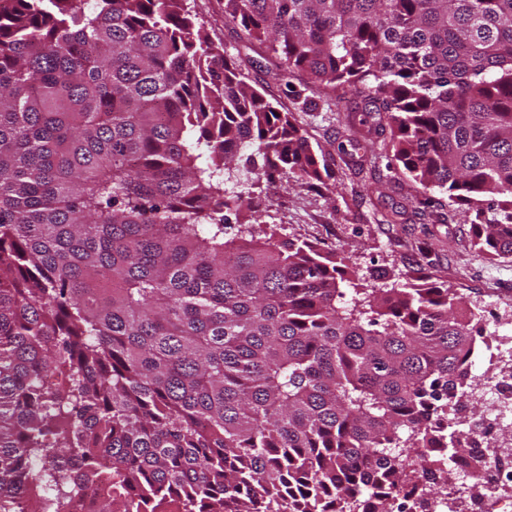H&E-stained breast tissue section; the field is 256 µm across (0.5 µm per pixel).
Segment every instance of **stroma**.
I'll list each match as a JSON object with an SVG mask.
<instances>
[{
	"instance_id": "stroma-1",
	"label": "stroma",
	"mask_w": 512,
	"mask_h": 512,
	"mask_svg": "<svg viewBox=\"0 0 512 512\" xmlns=\"http://www.w3.org/2000/svg\"><path fill=\"white\" fill-rule=\"evenodd\" d=\"M186 5L225 56L240 64L248 82L294 112L333 169V178L314 189L264 182L255 187L243 173H234L229 190L267 195L266 231L345 253L363 288L431 276L490 309L498 299H512V258L493 260L471 247L469 225L419 215L420 201L443 203L446 193L415 184L386 148L388 133L360 125L362 102L318 96L297 72L269 80V57L248 48L239 28L225 23L224 0H186Z\"/></svg>"
}]
</instances>
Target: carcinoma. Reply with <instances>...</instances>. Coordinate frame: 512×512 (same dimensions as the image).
<instances>
[{"label": "carcinoma", "instance_id": "carcinoma-1", "mask_svg": "<svg viewBox=\"0 0 512 512\" xmlns=\"http://www.w3.org/2000/svg\"><path fill=\"white\" fill-rule=\"evenodd\" d=\"M360 99L473 247L512 257V0H224ZM332 178L184 0H0V512H391L467 432L481 319L428 278L340 288L225 172ZM244 213L227 236L224 211ZM427 480L418 486L413 473ZM102 494V485L97 484L86 487L76 496L71 512H97V500Z\"/></svg>", "mask_w": 512, "mask_h": 512}]
</instances>
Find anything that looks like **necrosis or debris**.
<instances>
[{"label":"necrosis or debris","instance_id":"necrosis-or-debris-1","mask_svg":"<svg viewBox=\"0 0 512 512\" xmlns=\"http://www.w3.org/2000/svg\"><path fill=\"white\" fill-rule=\"evenodd\" d=\"M494 325L497 334L480 360L495 366L497 374L472 387L484 413L455 453L434 449L436 468L450 482L431 498L404 499L406 512H489L486 493L512 482V448L502 447L504 435L512 434V321L503 316Z\"/></svg>","mask_w":512,"mask_h":512}]
</instances>
